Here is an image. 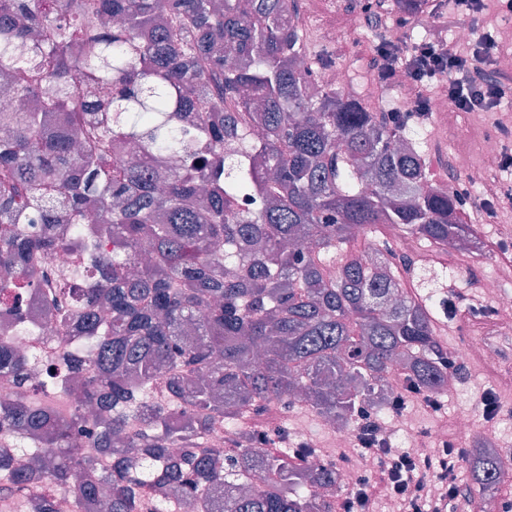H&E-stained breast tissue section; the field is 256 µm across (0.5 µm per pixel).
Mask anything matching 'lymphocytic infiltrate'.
I'll use <instances>...</instances> for the list:
<instances>
[{
	"label": "lymphocytic infiltrate",
	"mask_w": 512,
	"mask_h": 512,
	"mask_svg": "<svg viewBox=\"0 0 512 512\" xmlns=\"http://www.w3.org/2000/svg\"><path fill=\"white\" fill-rule=\"evenodd\" d=\"M491 34H474L467 49L445 40H422L409 49L380 39L375 47V75L381 82L403 85L411 106L406 118L422 116L428 87L448 82V101L454 111L479 112L512 99V75L494 66ZM472 205L487 217L512 210V184L490 173ZM353 452L365 468L341 512H378L390 502L397 512H460L463 503L461 469L466 452L455 440L443 441L439 452L427 455L396 447L381 424L364 413L352 439Z\"/></svg>",
	"instance_id": "1"
}]
</instances>
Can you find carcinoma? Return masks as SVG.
Instances as JSON below:
<instances>
[{
    "instance_id": "obj_1",
    "label": "carcinoma",
    "mask_w": 512,
    "mask_h": 512,
    "mask_svg": "<svg viewBox=\"0 0 512 512\" xmlns=\"http://www.w3.org/2000/svg\"><path fill=\"white\" fill-rule=\"evenodd\" d=\"M297 2L0 0V74L14 100L0 112V305L22 316L28 261L63 245L16 225L61 212L81 225L94 281L62 287L57 313L92 341L61 366L82 372L80 406L114 412L59 417L36 395L0 405V433L28 432L43 452L35 482L0 439V493L24 512H54L63 492L98 502L104 487L109 512H173L159 486L214 512L227 480L250 491L219 512H337L336 464L313 471L291 449L267 452L238 431L242 414L277 400L355 420L382 403L400 358L423 390L448 382L436 305L409 291L388 308L400 283L352 247L353 231L387 225L466 254L469 227L453 192L428 179L420 132L295 68L308 55ZM76 66L110 97L71 86ZM131 142L139 156L127 158ZM171 150L183 166L163 175L157 159ZM105 236L110 256L94 252ZM11 340L0 336V368L21 375ZM217 418L228 446L208 448ZM79 436L90 446L73 447ZM469 468L479 495L496 490L493 452Z\"/></svg>"
}]
</instances>
